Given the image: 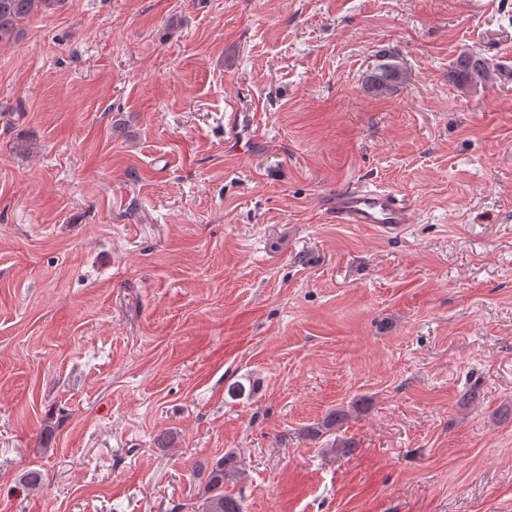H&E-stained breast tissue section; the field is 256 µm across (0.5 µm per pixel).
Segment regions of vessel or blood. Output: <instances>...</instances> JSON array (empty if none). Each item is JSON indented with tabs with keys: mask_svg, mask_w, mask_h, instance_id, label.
<instances>
[{
	"mask_svg": "<svg viewBox=\"0 0 512 512\" xmlns=\"http://www.w3.org/2000/svg\"><path fill=\"white\" fill-rule=\"evenodd\" d=\"M325 208L339 224H367L387 237L404 232L412 222L410 209L384 188L347 190L330 197Z\"/></svg>",
	"mask_w": 512,
	"mask_h": 512,
	"instance_id": "b4317fda",
	"label": "vessel or blood"
}]
</instances>
